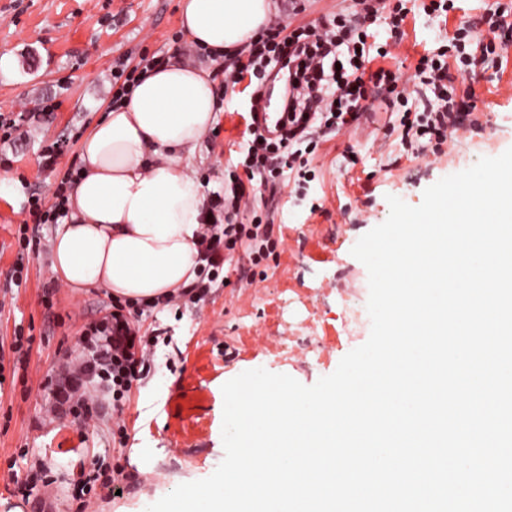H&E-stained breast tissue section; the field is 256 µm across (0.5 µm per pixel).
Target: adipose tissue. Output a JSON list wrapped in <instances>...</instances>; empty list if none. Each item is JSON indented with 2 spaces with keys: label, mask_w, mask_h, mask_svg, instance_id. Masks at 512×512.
<instances>
[{
  "label": "adipose tissue",
  "mask_w": 512,
  "mask_h": 512,
  "mask_svg": "<svg viewBox=\"0 0 512 512\" xmlns=\"http://www.w3.org/2000/svg\"><path fill=\"white\" fill-rule=\"evenodd\" d=\"M274 9L273 0H181L179 23L197 51L219 59L264 29ZM218 110L209 67L175 54L94 123L51 239L61 287L146 303L196 281L207 196L192 161Z\"/></svg>",
  "instance_id": "1"
}]
</instances>
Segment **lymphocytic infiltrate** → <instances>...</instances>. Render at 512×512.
I'll list each match as a JSON object with an SVG mask.
<instances>
[{"mask_svg":"<svg viewBox=\"0 0 512 512\" xmlns=\"http://www.w3.org/2000/svg\"><path fill=\"white\" fill-rule=\"evenodd\" d=\"M507 11V5L502 4L482 17L480 24L485 30L481 33L476 25H457L447 53L419 59L413 78L432 92L419 109L409 107V93L400 85V74L371 66L373 21L386 16L391 33H399L408 16L403 5L391 6L387 0H353L349 12L334 14L320 25L290 29L278 23L269 27L246 44L233 63L237 77L262 72L274 60L285 61L289 72L280 133L271 137L252 128L253 138L243 162L246 178L259 177L269 191H276L284 169H295L305 155L314 152L320 139L358 125L362 102L371 87L398 103L404 147L417 155L435 151L463 126L466 102L455 86L448 84L449 68H456L464 77L478 57L495 54L503 45V33L512 30ZM246 178L231 176L224 192L213 194L209 200L207 233L200 242L203 264L197 280L182 293L186 302L196 304L205 299L238 243L248 242L253 265L275 252L272 226L262 216H254L248 224L236 221L242 203L254 193ZM157 342V336L132 327L123 313L112 312L83 337L85 355L78 373L103 384L114 405H121L142 376Z\"/></svg>","mask_w":512,"mask_h":512,"instance_id":"obj_1","label":"lymphocytic infiltrate"}]
</instances>
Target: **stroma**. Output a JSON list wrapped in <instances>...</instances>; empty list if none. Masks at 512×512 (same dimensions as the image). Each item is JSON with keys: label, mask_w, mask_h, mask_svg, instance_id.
Listing matches in <instances>:
<instances>
[{"label": "stroma", "mask_w": 512, "mask_h": 512, "mask_svg": "<svg viewBox=\"0 0 512 512\" xmlns=\"http://www.w3.org/2000/svg\"><path fill=\"white\" fill-rule=\"evenodd\" d=\"M497 3L455 0L444 18L427 15L420 0H405L404 35L391 58L376 59V66L413 74L422 55L445 49L460 19L480 20ZM185 41L179 0H0V53L15 58L12 75H0V114L22 119L11 140L0 142V177L11 181L0 196V512H37L42 503L52 512H79L71 484L94 458L125 478L117 487L98 482L88 512H139L178 485L210 476L225 456V382L262 367L311 386L367 341L369 329L344 333L341 299L367 304L368 272L351 249L388 218V196L419 205L441 178L512 147V47L469 76L479 122L439 154L405 153L392 102L370 98L358 129L320 146L305 195L286 175L276 195L257 189L280 241L273 255L253 267L245 248H237L203 306L131 313L144 330L161 334L150 370L127 394L122 412L96 406L83 423L60 405L54 384L77 363L83 332L109 314L112 299L101 289L74 296L54 285V227L35 223L27 199L34 192L51 199L64 172L80 167L81 139L112 97L113 61L165 57ZM258 84L246 76L230 85L202 142L194 171L206 193L223 191L229 174L245 173ZM50 100L58 109L43 112ZM50 145L55 159L49 163ZM24 226L35 242L25 258ZM246 267L254 281L244 286L239 278ZM18 336L31 340L21 368L11 350ZM39 462L50 483L22 497L17 484Z\"/></svg>", "instance_id": "obj_1"}]
</instances>
